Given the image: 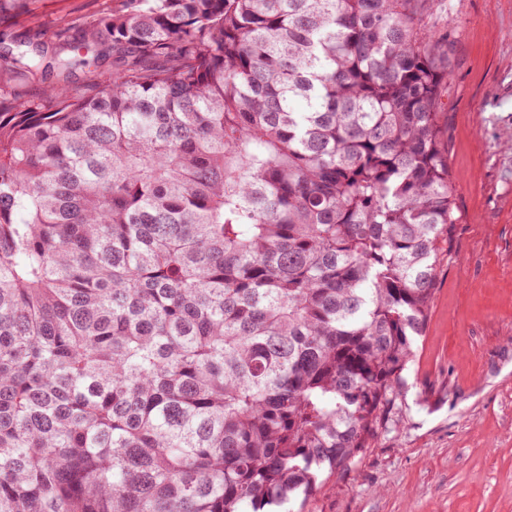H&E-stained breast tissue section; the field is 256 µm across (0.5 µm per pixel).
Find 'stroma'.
I'll return each instance as SVG.
<instances>
[{"label": "stroma", "instance_id": "1", "mask_svg": "<svg viewBox=\"0 0 512 512\" xmlns=\"http://www.w3.org/2000/svg\"><path fill=\"white\" fill-rule=\"evenodd\" d=\"M112 0H26L12 31L79 29ZM454 42L448 144L457 220L400 412L303 512H512V0H427Z\"/></svg>", "mask_w": 512, "mask_h": 512}]
</instances>
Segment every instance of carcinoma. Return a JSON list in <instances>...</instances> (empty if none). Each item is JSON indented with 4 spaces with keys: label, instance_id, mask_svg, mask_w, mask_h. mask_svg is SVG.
<instances>
[{
    "label": "carcinoma",
    "instance_id": "obj_1",
    "mask_svg": "<svg viewBox=\"0 0 512 512\" xmlns=\"http://www.w3.org/2000/svg\"><path fill=\"white\" fill-rule=\"evenodd\" d=\"M0 0V512H264L393 421L456 222L423 0ZM112 70H99L106 58ZM87 82L77 86L74 71ZM23 3L25 8L14 16L10 29L16 34L31 36L58 24L69 25L77 34L88 16L103 14L112 8L111 0H27Z\"/></svg>",
    "mask_w": 512,
    "mask_h": 512
}]
</instances>
